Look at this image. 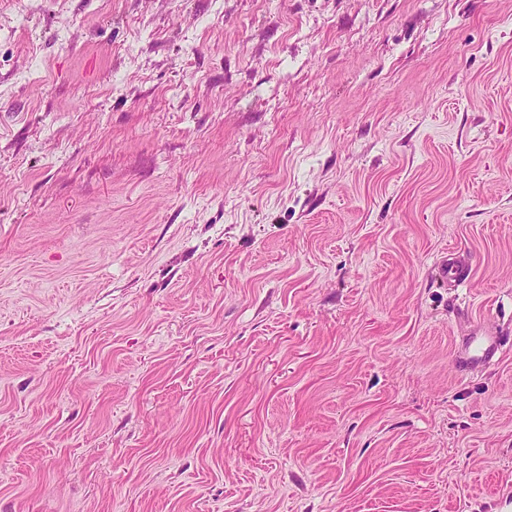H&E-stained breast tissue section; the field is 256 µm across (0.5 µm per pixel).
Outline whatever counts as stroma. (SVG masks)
Listing matches in <instances>:
<instances>
[{
	"instance_id": "stroma-1",
	"label": "stroma",
	"mask_w": 512,
	"mask_h": 512,
	"mask_svg": "<svg viewBox=\"0 0 512 512\" xmlns=\"http://www.w3.org/2000/svg\"><path fill=\"white\" fill-rule=\"evenodd\" d=\"M479 329L512 0H0V512H512ZM471 270L467 259L460 255L450 256L443 269V278L448 281L449 288H460L469 280ZM503 348V336H464L457 348V361L463 369L474 371L492 363Z\"/></svg>"
}]
</instances>
